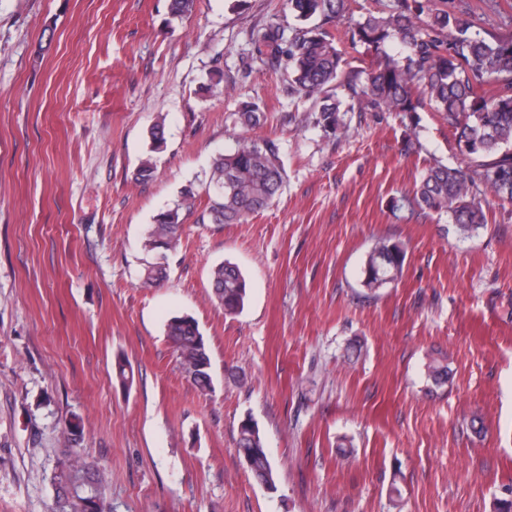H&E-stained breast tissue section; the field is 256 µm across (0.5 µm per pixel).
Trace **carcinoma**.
<instances>
[{"instance_id":"1","label":"carcinoma","mask_w":512,"mask_h":512,"mask_svg":"<svg viewBox=\"0 0 512 512\" xmlns=\"http://www.w3.org/2000/svg\"><path fill=\"white\" fill-rule=\"evenodd\" d=\"M354 0H285L296 21L293 35L277 22L252 33L260 61L285 62L292 94L311 103L307 119L328 136L349 132V112H389L412 116L431 109L458 130L465 164L449 166L435 160L424 169L415 188L390 200L393 217L407 220L435 214L448 219L455 231L473 234L487 224L483 204L489 198L512 202V38L482 37L473 32L467 11L432 9L422 0H394L388 9L369 13L344 33L328 28L350 13ZM317 18L319 23L309 25ZM360 44L375 62L370 68L351 66L339 47ZM489 85L490 92L481 93ZM237 122L246 129L265 120L259 104L243 101ZM287 173L278 144L268 138L243 136L230 150L214 158L205 192L214 198L199 221L242 224L267 209L282 190ZM199 196L190 183L173 207L158 212L144 235V250L155 256L145 269L148 282L167 278L168 252L178 244L182 211H192ZM405 248L378 240L368 253L363 287L375 292L398 280ZM214 299L232 316L247 301L246 280L239 267L226 261L210 273ZM166 336L180 366L192 375L204 394L212 389L208 348L195 319L174 316ZM238 455L253 458L255 479L273 470L260 430L242 426ZM53 512H110L105 480L76 451L59 459L52 475Z\"/></svg>"}]
</instances>
